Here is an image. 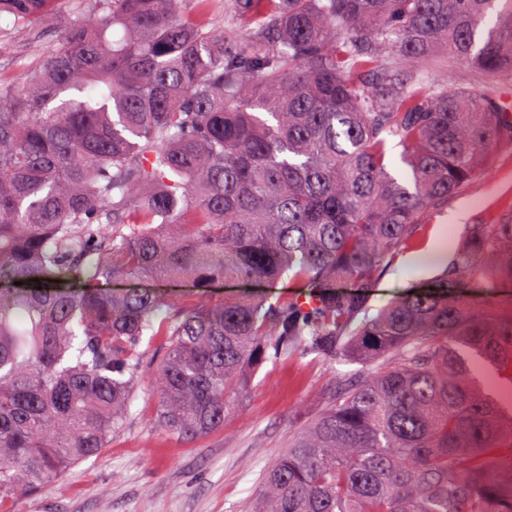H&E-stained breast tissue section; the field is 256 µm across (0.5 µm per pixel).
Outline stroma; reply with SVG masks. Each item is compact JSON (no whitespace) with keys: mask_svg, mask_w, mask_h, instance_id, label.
<instances>
[{"mask_svg":"<svg viewBox=\"0 0 512 512\" xmlns=\"http://www.w3.org/2000/svg\"><path fill=\"white\" fill-rule=\"evenodd\" d=\"M0 19V80H18L56 34L41 21L25 34ZM429 81L449 87L495 91L512 113V76L474 75L461 65ZM512 217V140L498 141L490 172L449 196L428 218L421 249L401 253L381 277L365 287L370 309L432 287L449 265L472 224H497ZM444 246L443 258L420 263L422 251ZM144 373L123 428L92 458L71 467L52 484L9 501V512H251L263 474L327 404L338 385L356 379L360 363L325 360L298 352L249 370L245 393L223 429L195 440H178L154 420L152 375L165 355L161 337L143 340Z\"/></svg>","mask_w":512,"mask_h":512,"instance_id":"stroma-1","label":"stroma"}]
</instances>
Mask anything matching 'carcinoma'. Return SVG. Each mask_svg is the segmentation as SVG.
Returning a JSON list of instances; mask_svg holds the SVG:
<instances>
[{"label": "carcinoma", "instance_id": "obj_1", "mask_svg": "<svg viewBox=\"0 0 512 512\" xmlns=\"http://www.w3.org/2000/svg\"><path fill=\"white\" fill-rule=\"evenodd\" d=\"M53 2L0 0L15 29L57 31L0 82V504L123 427L150 334L166 346L156 421L183 440L223 428L270 358L363 365L267 469L254 512H512V408L475 372L512 379V311L444 290L511 282L512 222L469 225L439 288L371 317L332 290L374 283L512 139L493 95L422 69L512 72V0ZM287 274L313 304L209 296Z\"/></svg>", "mask_w": 512, "mask_h": 512}]
</instances>
